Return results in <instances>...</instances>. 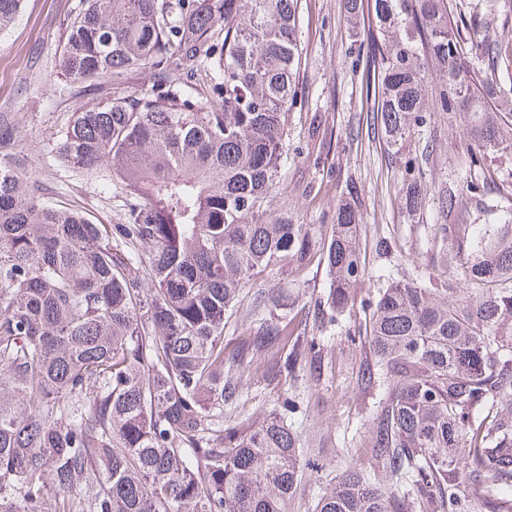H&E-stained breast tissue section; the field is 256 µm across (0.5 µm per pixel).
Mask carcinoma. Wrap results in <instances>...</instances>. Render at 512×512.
<instances>
[{
  "mask_svg": "<svg viewBox=\"0 0 512 512\" xmlns=\"http://www.w3.org/2000/svg\"><path fill=\"white\" fill-rule=\"evenodd\" d=\"M299 0H82L58 53L76 93L60 153L107 164L126 208L117 224L54 205L0 157V512H512V224L474 241L440 224L431 242L469 246L462 277L427 288L402 277L361 303L358 339L383 390L360 458L336 472L305 414L300 380L324 374L325 339L288 321L281 296L254 288L258 317L224 340L250 281L313 258L330 279L315 320L336 323L367 276L356 199L317 247L275 205L288 163V112L301 64ZM22 0H0V30ZM378 66L389 146L462 101L466 150H512L504 88L508 33L467 59L447 0H374L359 32ZM438 82L427 85L425 62ZM153 77L148 89L128 75ZM204 75L218 102L188 81ZM404 161L401 200L430 188ZM442 214L457 205L439 190ZM277 391L250 407V371ZM381 465L366 470V461ZM76 494L60 497L62 493Z\"/></svg>",
  "mask_w": 512,
  "mask_h": 512,
  "instance_id": "cac0c4a2",
  "label": "carcinoma"
}]
</instances>
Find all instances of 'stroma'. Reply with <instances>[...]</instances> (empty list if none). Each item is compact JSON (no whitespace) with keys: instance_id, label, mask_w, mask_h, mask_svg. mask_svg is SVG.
I'll use <instances>...</instances> for the list:
<instances>
[{"instance_id":"1","label":"stroma","mask_w":512,"mask_h":512,"mask_svg":"<svg viewBox=\"0 0 512 512\" xmlns=\"http://www.w3.org/2000/svg\"><path fill=\"white\" fill-rule=\"evenodd\" d=\"M78 4L23 0L18 17L0 31V117L11 125L14 154L41 193L114 224L125 197L113 187L108 168L82 170L58 153L73 112L84 102L56 77L58 52ZM300 32L302 65L297 103L288 114L290 158L279 206L317 240L331 223L337 201L357 196L364 218L359 245L368 275L356 284V299L404 274L424 285L456 276L464 261L456 244L429 249L441 221L438 190L455 184L457 223L474 225L479 235L493 233L512 219V153L485 159L482 166L495 171V181L468 187L466 128L462 119L441 112L393 150L372 120L366 55L349 28L345 0H300ZM421 152L427 155L423 171L432 191L412 217L400 203L399 187L404 159ZM261 282L281 295L293 325L318 329L328 339L325 359L332 370L301 391L308 424L321 441V459L344 468L347 447L365 436L379 400L378 393L357 384L361 365L371 359L368 348L349 339L362 310L354 308L336 324L316 328L314 305L329 289L325 267L316 262L301 270L292 264L272 267Z\"/></svg>"}]
</instances>
